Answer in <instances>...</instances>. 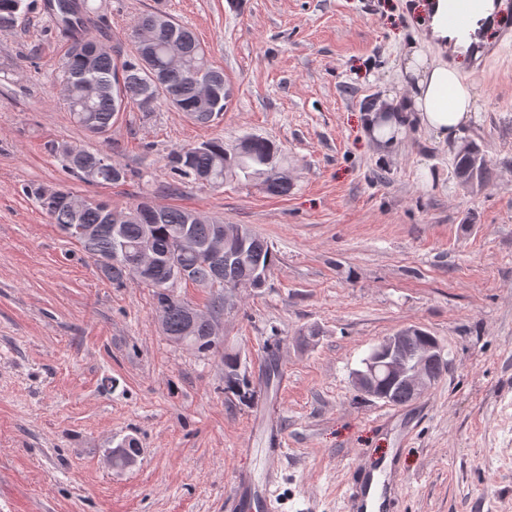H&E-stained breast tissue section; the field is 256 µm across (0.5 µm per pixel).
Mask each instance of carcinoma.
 I'll return each mask as SVG.
<instances>
[{"label":"carcinoma","instance_id":"carcinoma-1","mask_svg":"<svg viewBox=\"0 0 512 512\" xmlns=\"http://www.w3.org/2000/svg\"><path fill=\"white\" fill-rule=\"evenodd\" d=\"M23 4L24 0H0V28L17 25L24 15ZM57 9L70 39V46L59 63L62 101L75 122L90 136L106 137L123 100L144 111L162 102L200 123H208L223 114L224 73L209 63L194 33L169 15L151 12L140 16L131 30L132 56L119 62L110 49L96 48L98 41L85 34V17L89 13L87 0H57ZM173 44L181 55L178 66L172 65L170 60L169 49ZM203 84L212 92L210 102L201 97ZM56 152L63 156L66 169L83 179L86 178L85 168H96L94 178L90 179L92 184H116L128 177L125 167L97 148L61 145ZM277 155L278 146L265 139H255L248 152L237 154L227 152L224 142L217 139L206 142V148L201 151L193 146L172 151L168 166L179 178L194 182L198 181V175L210 172L214 177L210 185L215 187L224 184L226 177L242 176L249 180L261 176L268 193L286 195L290 190L287 176L269 165V160ZM456 168L462 181L471 186L481 185L492 176L479 149L472 143L457 153ZM29 194L69 238L82 245L100 273L112 284L121 287L132 280L153 289L154 312L164 323L163 334L171 342L180 341L199 354L215 353L219 344L207 336L202 325L188 329L185 319L188 302L173 293H162V284L169 274L166 256L176 250L178 241L185 235L189 237L179 256L182 265L192 273L191 282L217 289V296L209 306L216 315L224 311L222 291L263 287L264 282L257 280L256 271L269 272L277 261L268 241L249 228L233 244L236 260L232 265L208 256L201 244L224 222L206 217L199 222L198 213L185 209L160 207L150 218L144 214L145 203L139 202L124 211L125 220L114 231L106 222V212L111 210L106 202L96 199L89 202L67 188L49 190L32 185ZM146 234L159 260L135 273L131 263ZM427 350L443 354L437 339L420 328L408 334L402 344L403 357L412 368L418 365L420 354ZM221 360L224 362V391L244 402L254 401L258 390L240 373L239 352L226 345ZM376 398L402 405L413 396L408 393L405 380L383 377Z\"/></svg>","mask_w":512,"mask_h":512}]
</instances>
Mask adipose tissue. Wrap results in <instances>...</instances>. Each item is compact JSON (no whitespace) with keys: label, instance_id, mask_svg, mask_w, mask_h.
Returning <instances> with one entry per match:
<instances>
[{"label":"adipose tissue","instance_id":"obj_1","mask_svg":"<svg viewBox=\"0 0 512 512\" xmlns=\"http://www.w3.org/2000/svg\"><path fill=\"white\" fill-rule=\"evenodd\" d=\"M403 84L421 124L438 141L457 142L475 119L477 95L456 65L430 58L425 47L412 48L404 65Z\"/></svg>","mask_w":512,"mask_h":512}]
</instances>
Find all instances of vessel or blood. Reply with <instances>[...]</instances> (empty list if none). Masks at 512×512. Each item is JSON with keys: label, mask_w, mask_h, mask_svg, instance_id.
Returning a JSON list of instances; mask_svg holds the SVG:
<instances>
[{"label": "vessel or blood", "mask_w": 512, "mask_h": 512, "mask_svg": "<svg viewBox=\"0 0 512 512\" xmlns=\"http://www.w3.org/2000/svg\"><path fill=\"white\" fill-rule=\"evenodd\" d=\"M496 18L497 12L489 8L487 0H446L441 23L448 37L443 47L452 54H467L476 72H483L494 50L482 40L481 33ZM375 481L373 470H358L346 487L345 512H370L369 496ZM277 484V476L271 474L260 481L246 478L235 487L233 498L249 512H279Z\"/></svg>", "instance_id": "obj_1"}]
</instances>
